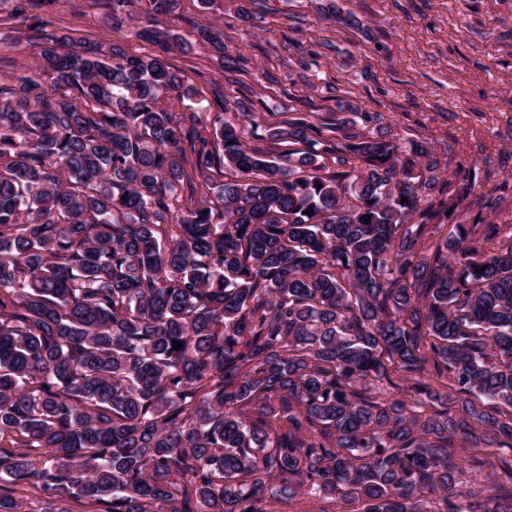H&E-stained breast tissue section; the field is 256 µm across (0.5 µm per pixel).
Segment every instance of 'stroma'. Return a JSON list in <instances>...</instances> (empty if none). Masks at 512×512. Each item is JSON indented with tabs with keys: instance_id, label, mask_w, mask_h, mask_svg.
Returning a JSON list of instances; mask_svg holds the SVG:
<instances>
[{
	"instance_id": "1",
	"label": "stroma",
	"mask_w": 512,
	"mask_h": 512,
	"mask_svg": "<svg viewBox=\"0 0 512 512\" xmlns=\"http://www.w3.org/2000/svg\"><path fill=\"white\" fill-rule=\"evenodd\" d=\"M215 17L223 52L166 56L198 99L218 91L252 103L269 126L301 113H382L391 137L447 148L451 190L476 181L460 214L512 225V0H225ZM40 18L131 56L152 49L113 32L101 0H56ZM223 53L242 72L226 71Z\"/></svg>"
}]
</instances>
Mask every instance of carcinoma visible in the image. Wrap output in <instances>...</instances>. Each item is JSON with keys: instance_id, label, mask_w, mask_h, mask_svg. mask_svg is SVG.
Returning <instances> with one entry per match:
<instances>
[{"instance_id": "obj_1", "label": "carcinoma", "mask_w": 512, "mask_h": 512, "mask_svg": "<svg viewBox=\"0 0 512 512\" xmlns=\"http://www.w3.org/2000/svg\"><path fill=\"white\" fill-rule=\"evenodd\" d=\"M110 2L166 52L224 43L150 26L179 0ZM28 30L37 71L0 85V512H512V234L445 224L431 145L329 112L252 146L257 112L219 96L207 130L164 58Z\"/></svg>"}]
</instances>
